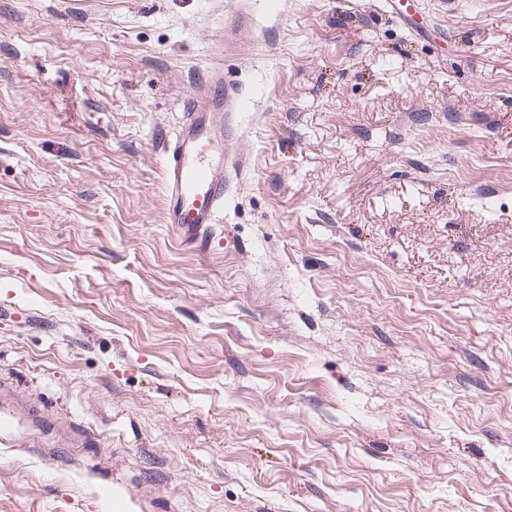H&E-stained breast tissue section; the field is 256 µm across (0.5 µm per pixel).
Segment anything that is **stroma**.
Returning a JSON list of instances; mask_svg holds the SVG:
<instances>
[{"instance_id":"stroma-1","label":"stroma","mask_w":512,"mask_h":512,"mask_svg":"<svg viewBox=\"0 0 512 512\" xmlns=\"http://www.w3.org/2000/svg\"><path fill=\"white\" fill-rule=\"evenodd\" d=\"M381 2L0 0V512H512V0ZM185 105L187 119L165 148L163 187L167 223L193 243L202 239L208 224H218L224 212V197L242 150L232 118L243 101L216 68L191 88Z\"/></svg>"}]
</instances>
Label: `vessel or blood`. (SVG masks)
Masks as SVG:
<instances>
[{"label":"vessel or blood","mask_w":512,"mask_h":512,"mask_svg":"<svg viewBox=\"0 0 512 512\" xmlns=\"http://www.w3.org/2000/svg\"><path fill=\"white\" fill-rule=\"evenodd\" d=\"M187 118L168 142L163 167L167 221L185 241L202 239L218 223L224 197L237 169L240 137L233 124L243 101L221 69L195 84L185 101Z\"/></svg>","instance_id":"obj_1"}]
</instances>
